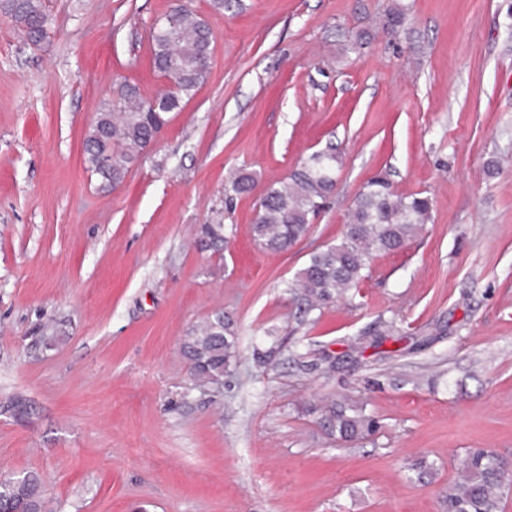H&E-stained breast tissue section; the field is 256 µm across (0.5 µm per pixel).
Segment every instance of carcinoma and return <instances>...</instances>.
Instances as JSON below:
<instances>
[{
	"label": "carcinoma",
	"instance_id": "carcinoma-1",
	"mask_svg": "<svg viewBox=\"0 0 512 512\" xmlns=\"http://www.w3.org/2000/svg\"><path fill=\"white\" fill-rule=\"evenodd\" d=\"M0 14L32 43L46 35L44 21L50 19L43 0H0ZM152 65L174 79V87L145 99L131 84L118 94L93 120L84 142L88 169L105 187L122 184L129 168L184 100L195 94L208 71L213 52L211 31L204 20L183 5L176 6L153 28ZM340 159L336 148L313 153L288 177L267 189L259 202L253 224L255 242L272 252H286L310 228L336 188ZM254 179L238 173L224 185V195L235 196L252 189ZM432 200L421 193L394 192L379 176L368 181L355 199L343 225L340 242L312 253L288 285L308 315L337 297L358 288L363 270L380 253L401 249L431 217ZM226 240L222 224H204L199 243L218 251ZM192 376L204 385L224 379L237 357L232 319L219 310L192 330L182 344ZM323 421L341 440H357L372 434L377 421L365 414L363 404L344 398L325 407ZM512 480V463L486 451L474 449L463 459L457 478L448 485L447 512H502L506 484ZM0 505L26 512H46L41 480L36 474L0 480Z\"/></svg>",
	"mask_w": 512,
	"mask_h": 512
}]
</instances>
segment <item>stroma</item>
<instances>
[{
    "label": "stroma",
    "mask_w": 512,
    "mask_h": 512,
    "mask_svg": "<svg viewBox=\"0 0 512 512\" xmlns=\"http://www.w3.org/2000/svg\"><path fill=\"white\" fill-rule=\"evenodd\" d=\"M178 3L211 28L207 76L102 188L86 133L119 83L165 91L151 29ZM44 4L37 44L0 16V475L39 474L47 512H446L469 450L512 460V0ZM329 146L325 209L263 250L260 198ZM379 174L429 222L299 319L289 282ZM218 310L238 356L201 389L182 342ZM345 397L375 435L322 426ZM226 240L225 228L222 224H204L200 228L199 243L203 248L218 251Z\"/></svg>",
    "instance_id": "35a3bbf8"
}]
</instances>
